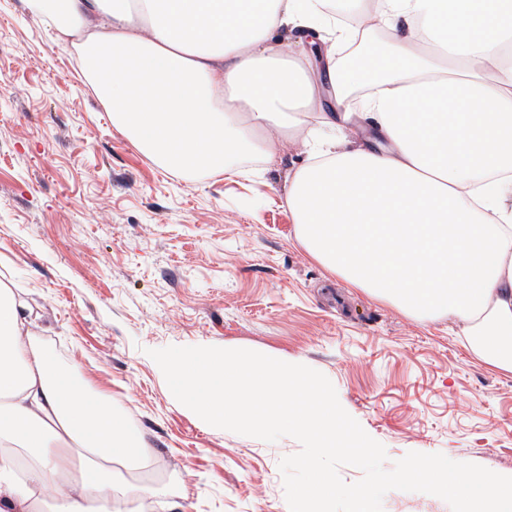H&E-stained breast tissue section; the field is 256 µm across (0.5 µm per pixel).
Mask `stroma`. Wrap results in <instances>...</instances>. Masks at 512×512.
<instances>
[{
  "instance_id": "1",
  "label": "stroma",
  "mask_w": 512,
  "mask_h": 512,
  "mask_svg": "<svg viewBox=\"0 0 512 512\" xmlns=\"http://www.w3.org/2000/svg\"><path fill=\"white\" fill-rule=\"evenodd\" d=\"M306 158L285 140L245 176L163 170L114 129L31 0H0V281L58 366L104 395L153 450L131 472L145 512H289L279 462L300 451L206 425L149 357L250 349L323 373L388 462L440 453L512 476V374L458 326L417 320L314 261L286 204ZM383 512H451L389 491Z\"/></svg>"
}]
</instances>
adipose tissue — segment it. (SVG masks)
I'll use <instances>...</instances> for the list:
<instances>
[{
  "label": "adipose tissue",
  "instance_id": "adipose-tissue-1",
  "mask_svg": "<svg viewBox=\"0 0 512 512\" xmlns=\"http://www.w3.org/2000/svg\"><path fill=\"white\" fill-rule=\"evenodd\" d=\"M160 166L233 173L310 154L286 202L331 275L512 373V0H377L341 21L329 0H33ZM327 43L319 69L278 32ZM388 42L360 61L367 31ZM152 458L87 381L57 369L0 282V512H136Z\"/></svg>",
  "mask_w": 512,
  "mask_h": 512
}]
</instances>
